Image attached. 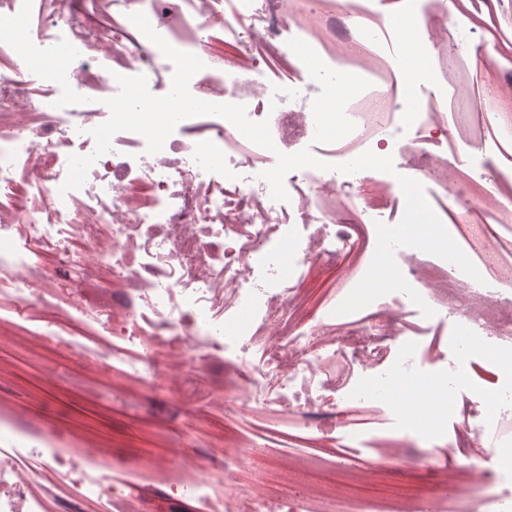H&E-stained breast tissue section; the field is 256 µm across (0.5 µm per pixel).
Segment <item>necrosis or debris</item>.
Returning a JSON list of instances; mask_svg holds the SVG:
<instances>
[{
  "instance_id": "4bbe7bcc",
  "label": "necrosis or debris",
  "mask_w": 512,
  "mask_h": 512,
  "mask_svg": "<svg viewBox=\"0 0 512 512\" xmlns=\"http://www.w3.org/2000/svg\"><path fill=\"white\" fill-rule=\"evenodd\" d=\"M386 0H0V337L94 364V384L160 398L196 472L174 475L160 452L130 464L82 452L42 415L22 421L18 392L0 396V512H512V471L458 468L464 436L512 447V358L492 376L494 407L457 364L512 349V112H462L456 87L512 101L447 47L448 0H400L430 61L433 91L410 116L393 109L398 41ZM479 30L512 44V0H469ZM144 13L174 48L205 64L189 82L203 101L241 104L268 120L274 149L228 120H182L162 151L121 131L85 184L64 190L70 155L92 154L116 75L171 89L173 64L128 16ZM40 58L50 67L30 68ZM362 64L366 81L342 111L313 99ZM492 151L489 190L448 207L457 144ZM311 148L325 170L284 179L274 201L263 171L277 152ZM420 181L445 228L480 273L412 247L395 252L409 285L354 313L336 307L366 274L377 223L406 200L370 199L365 172L333 171L365 151ZM181 367L183 379L171 372ZM436 366L452 398L443 444L423 448L385 388ZM267 457L263 489L230 491L250 457ZM352 469L407 459L435 472L429 496L328 499L279 488L280 459Z\"/></svg>"
}]
</instances>
